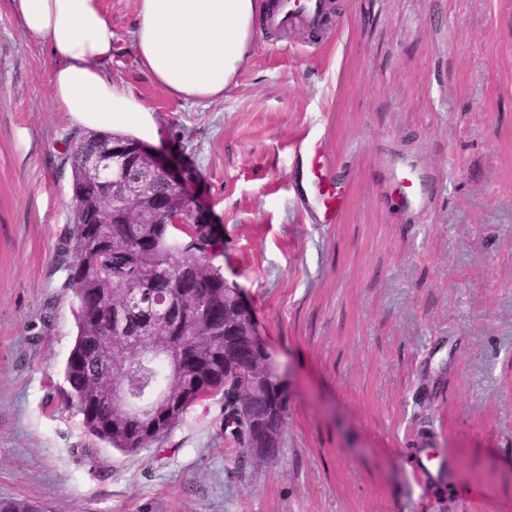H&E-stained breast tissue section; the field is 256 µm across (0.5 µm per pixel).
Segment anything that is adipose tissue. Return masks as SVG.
Masks as SVG:
<instances>
[{"mask_svg":"<svg viewBox=\"0 0 512 512\" xmlns=\"http://www.w3.org/2000/svg\"><path fill=\"white\" fill-rule=\"evenodd\" d=\"M20 29L47 47L52 100L83 131L160 140L155 110L102 73L112 21L102 0H11ZM270 0H138L133 47L157 86L184 100L223 98L246 64Z\"/></svg>","mask_w":512,"mask_h":512,"instance_id":"1","label":"adipose tissue"}]
</instances>
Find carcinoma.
Instances as JSON below:
<instances>
[{
  "mask_svg": "<svg viewBox=\"0 0 512 512\" xmlns=\"http://www.w3.org/2000/svg\"><path fill=\"white\" fill-rule=\"evenodd\" d=\"M121 147L102 178L86 166L91 147ZM141 147L118 133L76 131L66 161L72 175L73 234L62 247L68 269L66 288L76 303L77 335L64 367L70 401L86 428L111 447L136 452L161 442L194 404L223 395V429L239 452V468L254 461L253 425L282 432L286 402L274 361L241 343L239 357L224 356V336L233 327L247 336L250 312L224 316L238 297L237 285L212 262L210 228L205 224L167 223L185 207L184 197L159 176L150 196L126 192L125 158ZM166 336L187 364L172 373L163 359L150 364L143 338ZM145 363L137 390L163 384L177 402L152 434L138 418L114 406V381L131 363ZM263 375L260 393L243 390L247 372ZM0 512H39L27 500L0 498Z\"/></svg>",
  "mask_w": 512,
  "mask_h": 512,
  "instance_id": "obj_1",
  "label": "carcinoma"
}]
</instances>
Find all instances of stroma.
Listing matches in <instances>:
<instances>
[{"mask_svg": "<svg viewBox=\"0 0 512 512\" xmlns=\"http://www.w3.org/2000/svg\"><path fill=\"white\" fill-rule=\"evenodd\" d=\"M106 77L156 110L155 153L212 226L276 353L277 456L240 469L214 396L161 444L90 435L64 377L76 305L73 127L47 50L0 0V497L43 512H512V0H333L257 29L223 99L162 91L137 0H103ZM319 155L341 223L302 204ZM447 464L423 484L417 446Z\"/></svg>", "mask_w": 512, "mask_h": 512, "instance_id": "1", "label": "stroma"}]
</instances>
